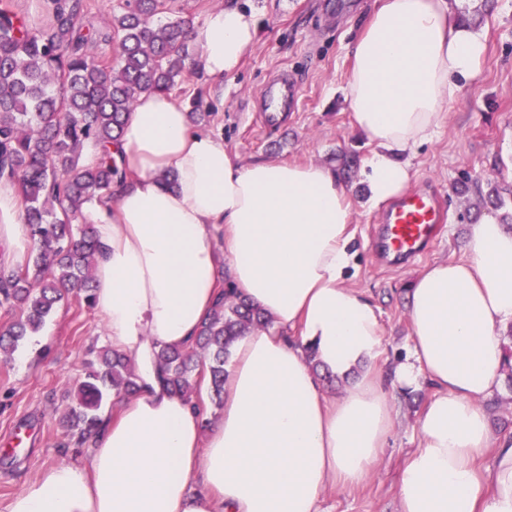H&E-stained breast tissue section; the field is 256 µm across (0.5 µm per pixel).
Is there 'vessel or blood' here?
<instances>
[{"label": "vessel or blood", "instance_id": "obj_1", "mask_svg": "<svg viewBox=\"0 0 512 512\" xmlns=\"http://www.w3.org/2000/svg\"><path fill=\"white\" fill-rule=\"evenodd\" d=\"M263 123L276 128L285 113L294 109L298 87L293 79L281 76L262 90ZM447 211L436 190L416 188L403 193L385 211L374 239V250L389 261L416 258L440 235Z\"/></svg>", "mask_w": 512, "mask_h": 512}]
</instances>
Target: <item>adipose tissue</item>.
I'll return each mask as SVG.
<instances>
[{
    "instance_id": "ef3b65f1",
    "label": "adipose tissue",
    "mask_w": 512,
    "mask_h": 512,
    "mask_svg": "<svg viewBox=\"0 0 512 512\" xmlns=\"http://www.w3.org/2000/svg\"><path fill=\"white\" fill-rule=\"evenodd\" d=\"M459 3L380 0L352 46L348 97L373 145L371 206L408 187L406 155L433 138L461 82L479 74L486 42L457 20ZM257 26L256 12L227 4L193 30L213 84L238 71ZM112 154L127 179L111 200L85 206L98 244L93 302L139 391L115 398L81 456L28 481L6 512H319L329 485L366 478L398 415L396 393L424 380L435 393L404 462L399 512H512V440L495 437L480 405L503 378L511 226L484 216L466 261L435 263L414 280L412 344L385 378L377 309L346 284L355 235L336 171L241 164L223 138L192 127L171 93L139 98ZM1 242L0 270L25 264L22 205L2 182ZM226 285L272 327L234 343L222 413L207 423L171 392L157 353L190 347ZM313 357L344 380L340 397H328Z\"/></svg>"
}]
</instances>
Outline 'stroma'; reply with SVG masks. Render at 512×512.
I'll use <instances>...</instances> for the list:
<instances>
[{
  "label": "stroma",
  "instance_id": "obj_1",
  "mask_svg": "<svg viewBox=\"0 0 512 512\" xmlns=\"http://www.w3.org/2000/svg\"><path fill=\"white\" fill-rule=\"evenodd\" d=\"M167 0L164 19L201 25L213 8L233 4L258 15L257 36L224 96L199 71L174 93L184 102L201 97L208 117L203 130L220 135L243 164L263 160L314 163L339 168L342 154L367 159L372 146L353 121L348 101L351 48L377 0ZM459 21L487 41L478 78L464 83L459 98L433 139L411 154L412 187L438 189L447 209L441 237L429 253L400 267L381 264L371 250L381 209L366 204L362 174L348 189L352 201L356 267L349 287L366 293L384 329L379 365L390 369L410 346L408 288L429 265L463 261L472 224L486 214L476 191L456 192L462 172L499 186L512 183V0H462ZM287 72L299 88L294 112L279 128L262 123L260 97L275 73ZM104 322L76 298L61 303L36 339L20 349L25 365L0 363V437L20 431L22 446L0 454V512L39 472L75 460L76 442L65 439L59 420L75 397L90 350L106 346ZM434 392L430 384L397 395L398 416L367 478L352 487L328 489L321 512H397L404 460L419 444L418 413Z\"/></svg>",
  "mask_w": 512,
  "mask_h": 512
}]
</instances>
